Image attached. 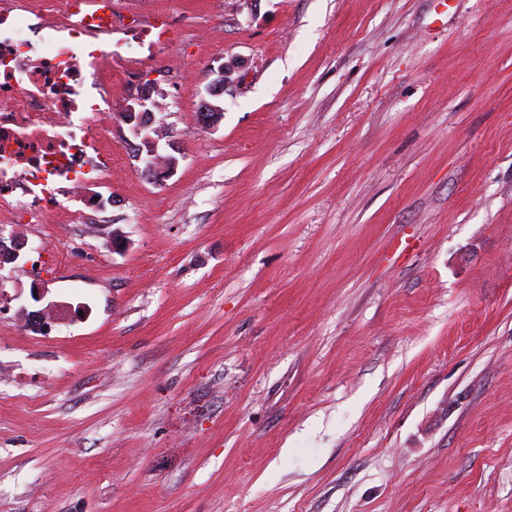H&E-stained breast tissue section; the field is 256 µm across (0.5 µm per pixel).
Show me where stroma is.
<instances>
[{
    "label": "stroma",
    "instance_id": "35a3bbf8",
    "mask_svg": "<svg viewBox=\"0 0 512 512\" xmlns=\"http://www.w3.org/2000/svg\"><path fill=\"white\" fill-rule=\"evenodd\" d=\"M115 7L171 39L0 269V512H512V0ZM133 104L126 107L123 112L124 121L131 125L133 131L140 135L146 128L149 116L152 114L149 108L151 98L149 93L141 91L136 97L132 98Z\"/></svg>",
    "mask_w": 512,
    "mask_h": 512
}]
</instances>
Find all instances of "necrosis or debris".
Masks as SVG:
<instances>
[{"instance_id": "1", "label": "necrosis or debris", "mask_w": 512, "mask_h": 512, "mask_svg": "<svg viewBox=\"0 0 512 512\" xmlns=\"http://www.w3.org/2000/svg\"><path fill=\"white\" fill-rule=\"evenodd\" d=\"M115 31L112 0H0V216L64 207L85 223L86 182L112 170V79L138 64Z\"/></svg>"}]
</instances>
